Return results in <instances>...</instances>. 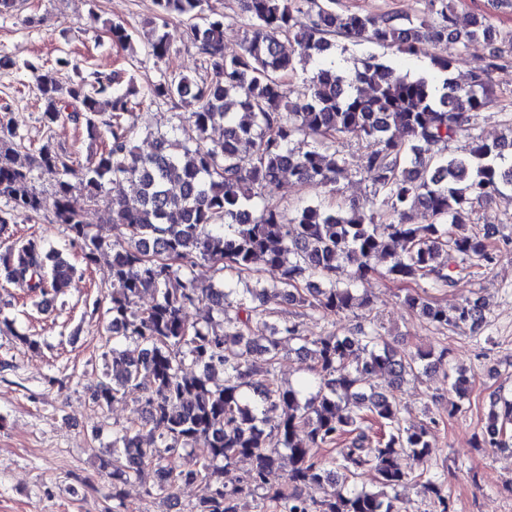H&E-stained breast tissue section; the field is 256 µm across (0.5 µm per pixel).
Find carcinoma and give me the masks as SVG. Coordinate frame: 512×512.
I'll use <instances>...</instances> for the list:
<instances>
[{
  "label": "carcinoma",
  "instance_id": "cac0c4a2",
  "mask_svg": "<svg viewBox=\"0 0 512 512\" xmlns=\"http://www.w3.org/2000/svg\"><path fill=\"white\" fill-rule=\"evenodd\" d=\"M426 2L428 14L404 19L338 10L336 0H240L250 29L242 52L227 56L225 17L205 13L206 0H155L149 54L161 59L169 53L164 29L177 18L210 75L197 81L164 73L147 86L145 96L155 101L197 102L192 112L174 113L170 130L155 135L154 145L165 150L161 158L137 152L133 125L122 120L136 89L120 92L115 75L81 76L63 98L53 70L27 64L47 127L72 103L95 135L99 97H112V119L103 121L110 143L79 167L50 140L32 164L9 113L0 112V231L43 208L29 188L38 168L55 177V221L69 230L83 259L91 264L112 252L106 309L112 361L90 385L91 397L102 406L131 397L144 419L115 431L111 456L100 463L112 499L122 500V486L149 470L153 487L169 497L181 484L208 483L209 496L192 512H236L245 486L267 490L276 512H407L399 488L411 481L432 497L435 512H453L444 481L424 469L431 455L428 429L402 425L394 392L363 388L368 377L381 373L399 387L406 377L443 363L447 350L419 348L406 355L360 326L314 338L303 336L295 321L269 329L260 308L265 289L232 302V289L201 288L190 276L200 259L238 275L260 266L284 302L336 315L369 303L353 285L336 283V272L345 266L353 267L354 282L379 272L407 283L431 276L441 287L454 288L470 274L458 259L478 268L496 259L500 247L488 233L463 225L460 214L512 190V134L491 144L475 137L462 155L446 150L468 113L495 97L489 70L512 56V33L496 32L485 14L473 15L462 30L448 0ZM301 13L308 18L302 27L296 20ZM336 36L410 56L425 42L443 41L465 52L482 40L490 52L461 87L450 77L453 61L447 59L434 61L444 74L440 83L400 74L374 55L352 70L338 68L329 59ZM283 38L296 45L297 56L281 52ZM310 60L320 67L299 92L300 101L290 105L286 75ZM217 125L224 127L221 141L208 135ZM347 136L364 148L363 170L376 197L371 205L351 200L332 210L309 204L288 217L260 200V189L286 176L337 190L347 160L336 142ZM301 138L313 146L297 144ZM108 181L127 183L130 195L106 198ZM78 199L105 204L104 223L116 231L115 240L90 230ZM415 210L427 223H410ZM375 257L383 259L381 272L372 264ZM0 270L8 283L43 295L64 293L78 277L73 263L38 238L4 246ZM147 291L153 303L141 309L137 299ZM405 302L438 328H478L485 320L478 300L451 312L417 294H407ZM200 307L204 315L190 320L189 311ZM124 339L139 342L138 355L118 348ZM284 339L301 341L300 350L313 357L316 391L277 383ZM188 362L200 372L187 374ZM267 408L280 411L268 431ZM368 420L379 425L374 437L363 428ZM508 423L512 399L492 395L483 443L507 447ZM201 440L209 454L198 460L192 449ZM322 448H337L338 456H322ZM242 456L253 459L252 469L244 486L229 488L222 472ZM167 457L183 460L182 467L162 464ZM364 468L374 471L378 491L354 486L321 500L299 491L302 485L321 490L346 482Z\"/></svg>",
  "mask_w": 512,
  "mask_h": 512
}]
</instances>
